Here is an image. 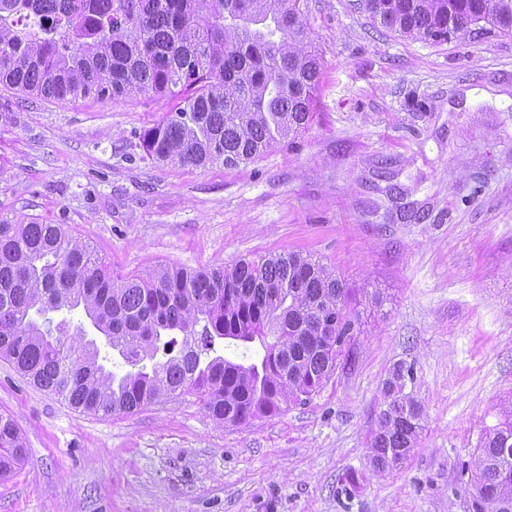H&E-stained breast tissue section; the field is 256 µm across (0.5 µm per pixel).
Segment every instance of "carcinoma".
I'll list each match as a JSON object with an SVG mask.
<instances>
[{
    "label": "carcinoma",
    "mask_w": 512,
    "mask_h": 512,
    "mask_svg": "<svg viewBox=\"0 0 512 512\" xmlns=\"http://www.w3.org/2000/svg\"><path fill=\"white\" fill-rule=\"evenodd\" d=\"M364 7L415 39L447 41L485 17L512 33V0ZM320 70L302 0H0L1 85L58 100L179 99L139 135L156 162L235 167L294 141L312 120ZM352 301L346 282L311 255L115 278L61 224L0 221V359L83 413H133L192 390L221 426L275 416L349 364L359 325ZM75 310L87 322H73ZM87 325L119 359L101 353ZM412 381L413 366L400 361L383 382L371 439L379 472L400 466L424 430ZM501 414L475 449L471 512H512V393ZM24 451L1 415L0 476Z\"/></svg>",
    "instance_id": "obj_1"
}]
</instances>
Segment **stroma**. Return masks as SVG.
Returning <instances> with one entry per match:
<instances>
[{"label":"stroma","mask_w":512,"mask_h":512,"mask_svg":"<svg viewBox=\"0 0 512 512\" xmlns=\"http://www.w3.org/2000/svg\"><path fill=\"white\" fill-rule=\"evenodd\" d=\"M303 11L313 119L236 167L145 158L138 135L174 98L0 86V220L67 225L116 276L310 254L353 292L350 365L307 403L219 427L190 394L81 413L0 359V413L25 440L0 512H471L473 452L512 392V33L414 40L361 0ZM398 361L425 429L380 473L369 442Z\"/></svg>","instance_id":"1"}]
</instances>
